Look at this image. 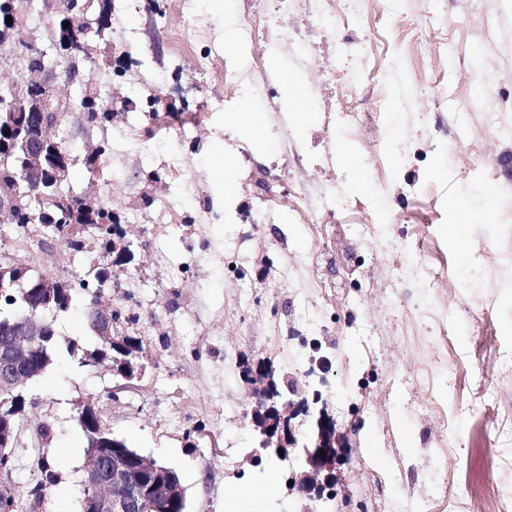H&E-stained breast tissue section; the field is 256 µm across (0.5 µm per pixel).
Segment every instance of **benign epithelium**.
Returning a JSON list of instances; mask_svg holds the SVG:
<instances>
[{
	"label": "benign epithelium",
	"instance_id": "1",
	"mask_svg": "<svg viewBox=\"0 0 512 512\" xmlns=\"http://www.w3.org/2000/svg\"><path fill=\"white\" fill-rule=\"evenodd\" d=\"M32 10V0H8L6 15L12 22L0 23L1 44H14V34ZM86 36L87 32L81 29L64 45L53 46L55 61L52 65L30 67L22 72L20 80L6 86L7 120L0 126V174L9 176V181L0 188V213H7L12 224L17 223L20 215L31 222L37 220L53 238L64 239L74 235L75 230L70 224L48 221L45 208L52 205L64 210L77 208L90 216L98 210L82 193L71 187L62 190L73 159L60 149L59 127L62 115L72 111L74 102L61 95L60 87L73 84L81 63L93 58L94 46ZM40 112L52 113L50 121L41 123L32 133L17 129L15 120L19 116L36 117ZM87 228L90 234L83 244L88 249L117 248L114 239L117 226L89 224ZM0 270L12 272L11 279H0V308H10L19 300L26 303L23 316L0 326V445L14 447L18 443L17 417L25 407L16 389L42 373L49 364L40 349L51 339L50 330L35 309L41 306V291L52 289L55 281L41 278L28 286L23 281L26 266L9 258H0ZM120 314L117 307L99 305L89 313L92 328L105 353L112 349L115 336L119 335ZM248 371L250 377L267 389L262 414H254L250 420L258 447L262 449L255 456L264 454L284 461L289 457V449L299 445L291 415L279 409L288 401L276 390L272 368L258 365ZM305 416L312 421L307 442L302 444L304 466L292 472L287 480L292 482L290 488L315 498L336 483V462L344 451V444L333 429L326 407L313 413L307 406ZM80 419L95 435L106 433L93 408L83 407ZM322 451L325 452L323 457L320 456ZM13 469L12 457L1 454L0 490L9 494L13 493L8 481ZM83 471L84 512H158L161 498L177 506L178 512H186L185 489L174 470L135 449L124 447L117 439L112 440L110 448L101 443L88 449Z\"/></svg>",
	"mask_w": 512,
	"mask_h": 512
}]
</instances>
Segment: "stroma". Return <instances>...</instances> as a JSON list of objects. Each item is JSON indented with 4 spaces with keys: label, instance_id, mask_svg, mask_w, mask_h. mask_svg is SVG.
I'll use <instances>...</instances> for the list:
<instances>
[{
    "label": "stroma",
    "instance_id": "35a3bbf8",
    "mask_svg": "<svg viewBox=\"0 0 512 512\" xmlns=\"http://www.w3.org/2000/svg\"><path fill=\"white\" fill-rule=\"evenodd\" d=\"M159 3L157 11L128 13L112 0V29L90 72L108 80L113 102L135 111L95 125L71 112L60 126L74 159L72 186L92 204L111 205L133 244V260L100 303L139 314L142 375L125 389L110 360L84 364L98 341L82 301L55 318L56 356L20 388L27 405L10 481L28 491L40 456L58 479L22 512H83L87 441L77 416L84 404L115 437L177 471L188 512H299L285 488L296 461L255 464L251 426L230 416L219 429L214 414L225 401L246 408L257 399L242 364L269 362L287 375L276 354L298 329L289 315L295 293L235 308L241 278L259 279L266 267L300 263L309 252L318 262L302 272L308 296L335 286L331 329L347 339L342 356L321 348L314 384H349L336 427L368 442L347 449L337 512H380L381 488L392 512L412 502L423 512H497L512 489V212L500 205L512 197V181L495 177L500 153L480 147L493 127L512 130V0L469 9L464 0H358L362 24L341 26L362 51L343 60L323 39L314 65L353 79L360 124L337 125L343 90L318 83L307 92L303 123H288L295 151L287 156L273 133L284 89L227 103L214 84L237 48V13L272 14L275 0H226L220 15L205 9L209 46L178 55L159 28L178 27L181 15L171 0ZM246 109L260 114L258 129L232 125ZM131 125L140 145L123 137ZM166 140L176 142L195 188L180 206L156 155ZM241 144L249 156L240 155ZM99 153L109 172L91 163ZM369 158L374 166L363 169ZM221 161L233 166L229 196L218 181ZM271 169L293 173L308 189L337 184L349 205L324 218L319 237L284 208L255 234L235 223V210L269 208ZM367 208L406 261L432 272L408 271V294L389 283L392 257L353 233ZM467 211L494 218L467 223ZM1 254L65 279L83 275L91 261L60 240L19 239L5 216ZM228 361L234 371L212 381ZM230 440L241 450L233 471L224 460Z\"/></svg>",
    "mask_w": 512,
    "mask_h": 512
}]
</instances>
